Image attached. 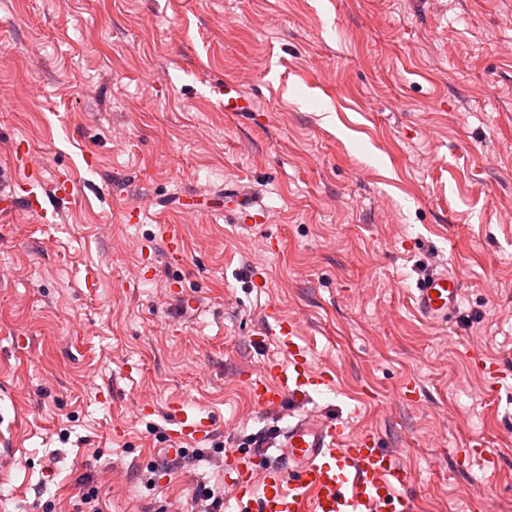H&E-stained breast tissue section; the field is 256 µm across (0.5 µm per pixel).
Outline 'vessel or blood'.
Masks as SVG:
<instances>
[{
	"mask_svg": "<svg viewBox=\"0 0 512 512\" xmlns=\"http://www.w3.org/2000/svg\"><path fill=\"white\" fill-rule=\"evenodd\" d=\"M41 212L42 199L35 192L0 194V213L17 209ZM231 214L238 224L265 223V210L254 202H241ZM463 288L450 272L429 274L413 296L419 315L432 324L448 322L460 308ZM268 334L288 357L287 369L270 368L266 380L250 383L258 408L278 406L286 396H301L331 386L333 374L310 364L309 353L297 341V326L277 309H269ZM166 436L172 445L209 440L213 418L202 415L187 402L172 403ZM264 446L280 450L274 464L261 469L248 465L226 469L224 483L237 501H257L259 512H412L413 503L403 489L406 473L392 454L380 448L373 434L349 436L343 423L303 416L286 430L263 436Z\"/></svg>",
	"mask_w": 512,
	"mask_h": 512,
	"instance_id": "1",
	"label": "vessel or blood"
}]
</instances>
